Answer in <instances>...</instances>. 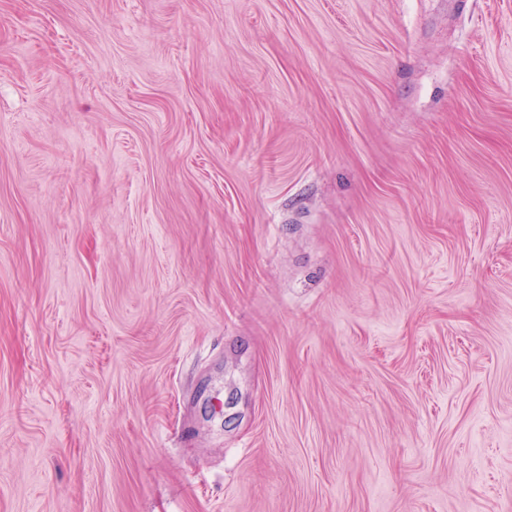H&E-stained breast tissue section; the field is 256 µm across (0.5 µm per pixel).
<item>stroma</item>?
<instances>
[{
	"mask_svg": "<svg viewBox=\"0 0 512 512\" xmlns=\"http://www.w3.org/2000/svg\"><path fill=\"white\" fill-rule=\"evenodd\" d=\"M0 512H512V0H0Z\"/></svg>",
	"mask_w": 512,
	"mask_h": 512,
	"instance_id": "35a3bbf8",
	"label": "stroma"
}]
</instances>
